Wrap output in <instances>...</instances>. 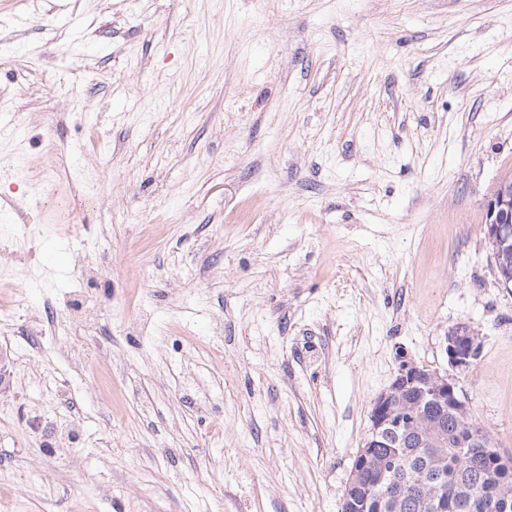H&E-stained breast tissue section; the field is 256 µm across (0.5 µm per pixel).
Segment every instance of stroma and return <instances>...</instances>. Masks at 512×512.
<instances>
[{
  "label": "stroma",
  "instance_id": "1",
  "mask_svg": "<svg viewBox=\"0 0 512 512\" xmlns=\"http://www.w3.org/2000/svg\"><path fill=\"white\" fill-rule=\"evenodd\" d=\"M0 40V228L41 227L0 267V498L341 512L400 351L512 456V0H0ZM486 235L496 268L503 273L498 285L508 293L512 292V278L504 274L511 265L512 253V182L500 181L486 204ZM448 362L451 367L463 370L469 368L478 355V333L464 323H459L448 331Z\"/></svg>",
  "mask_w": 512,
  "mask_h": 512
}]
</instances>
